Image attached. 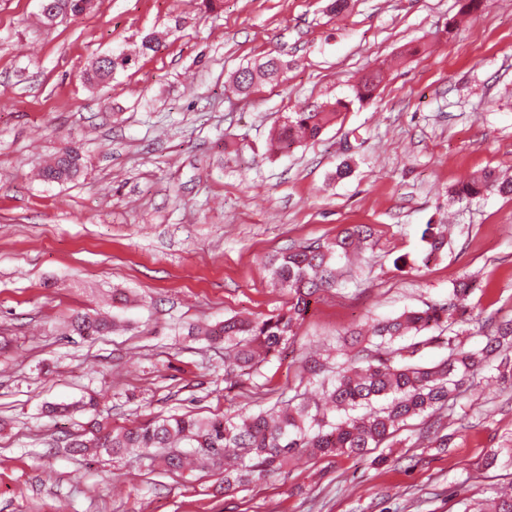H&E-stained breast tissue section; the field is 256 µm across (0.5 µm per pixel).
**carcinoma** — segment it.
<instances>
[{
  "mask_svg": "<svg viewBox=\"0 0 512 512\" xmlns=\"http://www.w3.org/2000/svg\"><path fill=\"white\" fill-rule=\"evenodd\" d=\"M56 14L43 16L47 25L57 18L79 17L85 13L84 0H54ZM129 58L112 55L107 67L92 66L84 72L90 85L111 81L125 70ZM285 64L267 58L243 68L235 78L236 90L243 97L252 93L255 78L277 84ZM381 72H368L353 87L354 99L364 102L374 95ZM347 105L337 101L309 112H290L271 139V147L286 152L297 143L318 138L336 122ZM83 168V156L77 147L62 151L41 171L49 182L75 180ZM496 192L512 196V180H502L493 170H485L459 185L452 196L472 198ZM374 232L368 225H348L334 238L290 247L271 256L268 266L273 279L288 290V307L256 319L227 318L206 328L203 335L211 342L224 344V379L261 363L260 356H275L297 335L312 303L321 294L336 287L338 261L359 253L369 245ZM427 244L424 262L442 256L448 239L429 226L424 232ZM480 283L464 277L448 292V301L424 309L405 310L401 314L373 321L364 332L353 333L357 350L336 365L330 378L320 381L322 398L310 403L293 396L288 404L254 413L237 422L233 418L206 421L190 415H171L157 420L109 429L101 422L91 424V437H74L69 451L79 454L123 455L135 453L154 461L152 449L175 448L184 442L209 455V449L234 452L238 466L225 472L224 489L241 482L265 479L296 457H364L378 448L390 447V441L407 425L420 417L425 432L437 448L448 447L447 428L441 412L456 401L462 387L501 352L512 348V319L499 323L486 336L480 348H468L461 340L465 330H454L470 317V297ZM69 326L82 336H96L114 325L103 318L75 314ZM446 332L448 355L432 365L409 361L407 354L441 340L435 332ZM476 512H512V494L488 498Z\"/></svg>",
  "mask_w": 512,
  "mask_h": 512,
  "instance_id": "carcinoma-1",
  "label": "carcinoma"
}]
</instances>
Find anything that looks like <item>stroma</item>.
<instances>
[{
  "instance_id": "stroma-1",
  "label": "stroma",
  "mask_w": 512,
  "mask_h": 512,
  "mask_svg": "<svg viewBox=\"0 0 512 512\" xmlns=\"http://www.w3.org/2000/svg\"><path fill=\"white\" fill-rule=\"evenodd\" d=\"M45 26L39 0H0V512H462L512 480V386L478 376L449 412L448 451L410 421L392 462L353 456L285 465L224 489L223 470L177 473L133 454L65 448L89 419L48 416L90 391L111 426L188 414H251L294 393L319 399L301 357L335 348L373 320L475 293L464 341L512 318V197L451 199L470 175L512 177V0H95ZM151 32L99 86L83 73ZM265 57L278 84L246 98L229 86ZM382 67L373 97L313 141L276 153L286 113L351 96ZM85 157L59 186L36 171L66 147ZM349 163L348 177L336 176ZM369 224L374 243L343 290L322 295L279 355L224 380V347L196 327L288 305L269 257ZM452 225L447 255L424 263L423 233ZM129 296L113 307V289ZM79 312H108L120 331H66Z\"/></svg>"
}]
</instances>
